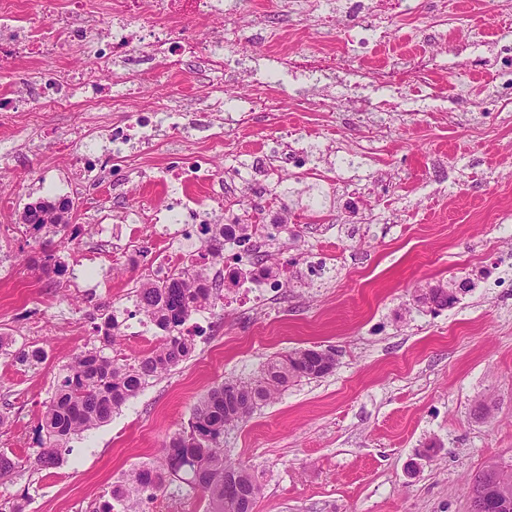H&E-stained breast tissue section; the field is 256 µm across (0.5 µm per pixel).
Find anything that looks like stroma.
<instances>
[{
  "instance_id": "obj_1",
  "label": "stroma",
  "mask_w": 512,
  "mask_h": 512,
  "mask_svg": "<svg viewBox=\"0 0 512 512\" xmlns=\"http://www.w3.org/2000/svg\"><path fill=\"white\" fill-rule=\"evenodd\" d=\"M333 40L293 32L288 48L335 54V76L321 84L284 78L274 87L282 112L257 115L216 154L217 169L248 168L253 180L231 202L237 224L264 211L288 227V286L247 308L218 305L199 318L195 351L130 399L110 421L70 440L54 476L23 470L0 484V499L26 498V512H96L113 482L158 455L217 383L256 376L271 357L296 348H333V373L289 386L244 424L226 429L227 454L263 484L254 512H469L466 482L484 466L512 462V0H332ZM237 78L244 94L270 50L249 28ZM437 57V70L420 63ZM149 80L129 86L131 104L195 92L187 74L139 57ZM14 64L0 96L28 99L39 121L0 120V188L14 202L0 210V336L43 349L34 369L0 354V450L26 456L59 372L94 340L101 310L135 308L160 243L150 223L125 222L155 191L148 176L174 155L207 149L213 114L189 131L171 130L164 150L131 157L104 179L106 211L87 214L74 200L68 230L50 235L63 275L31 267L41 245L27 236L28 203L61 190L44 175L77 183L66 154L75 130L98 112L74 106L40 111ZM401 84L379 88V74ZM295 134L308 165L264 175L280 148L277 130ZM81 227L78 238L69 230ZM133 257L115 260V238ZM112 265L87 266L80 287L70 269L84 249ZM323 251L332 269L314 281L305 254ZM466 283L442 310L416 297Z\"/></svg>"
}]
</instances>
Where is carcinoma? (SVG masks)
<instances>
[{"mask_svg": "<svg viewBox=\"0 0 512 512\" xmlns=\"http://www.w3.org/2000/svg\"><path fill=\"white\" fill-rule=\"evenodd\" d=\"M71 206L67 198L37 200L24 208L23 225L38 235L51 228L65 229ZM225 233L224 224H206L202 229L204 250L214 259L223 256ZM41 268L56 275L65 271L57 250L47 246ZM429 293L438 308L457 301L456 292L446 288H431ZM218 299L219 289L211 286L204 264H186L162 280H144L136 290L137 311L161 331L160 339L142 355L117 357L112 355L120 334L115 316L95 324L96 342L63 365L45 402L40 448L24 459L1 452L0 482L12 479L22 468L40 473L59 468L64 462L62 449L72 437L108 422L129 399L191 356L193 340L179 335L178 329L198 312L214 308ZM8 346L0 337V352L23 367L37 366L44 356L40 348L9 351ZM331 372L318 353L299 348L268 360L255 379L212 387L194 406L187 425L165 442L159 457L112 484L98 512H139L143 497L154 498L173 485L201 494L208 501V512H254L262 485L255 474L224 455V430L247 422L288 383Z\"/></svg>", "mask_w": 512, "mask_h": 512, "instance_id": "1", "label": "carcinoma"}]
</instances>
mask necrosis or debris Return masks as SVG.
<instances>
[{
  "instance_id": "obj_1",
  "label": "necrosis or debris",
  "mask_w": 512,
  "mask_h": 512,
  "mask_svg": "<svg viewBox=\"0 0 512 512\" xmlns=\"http://www.w3.org/2000/svg\"><path fill=\"white\" fill-rule=\"evenodd\" d=\"M235 0H101L92 6L88 0H0V62L19 59L40 60L50 55L69 54L75 44H83L96 64L109 71L111 83L103 85L95 76L71 71L39 70L36 82L42 109L68 110L73 104L90 109L107 108L126 111L123 95L108 94V86L128 84L134 75L127 64L139 54L165 62L187 73L206 95L191 104L195 112H218L222 120L212 137L213 149L224 146V139L253 122L256 114L280 111L282 103L271 94L274 83L289 73H326L335 70L334 58L302 55L288 51L267 54L260 77L252 79L249 93L230 105L221 92L227 75L226 53L242 40L241 27H226L225 14L236 11ZM189 20H207L212 24L206 44L185 37ZM180 117L169 101L159 99L136 109L132 128L97 125L99 137L112 140L114 149L103 156L87 149L71 152V165L82 176L86 196L96 208H105L95 188L103 168L118 166L131 153L162 148V126H175ZM211 151H197L191 162H168L159 171L160 183L182 187L199 185L205 197L187 196L182 207L150 204L153 214L162 215L164 223L174 225L167 238L176 243L200 235L201 227L213 223L216 211L224 207V178L212 164ZM212 281L225 283L234 271L248 272L246 287L225 295L230 304H250L271 299L285 286L277 269L256 247L255 239H243L240 229L226 237L224 257L217 263Z\"/></svg>"
}]
</instances>
